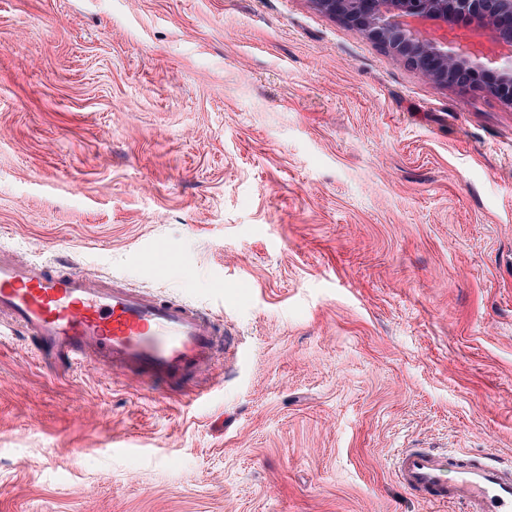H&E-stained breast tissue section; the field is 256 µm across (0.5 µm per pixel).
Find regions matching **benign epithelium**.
Instances as JSON below:
<instances>
[{"label":"benign epithelium","mask_w":512,"mask_h":512,"mask_svg":"<svg viewBox=\"0 0 512 512\" xmlns=\"http://www.w3.org/2000/svg\"><path fill=\"white\" fill-rule=\"evenodd\" d=\"M384 47L423 79L466 87L484 84L512 106V67H495L512 48V0H317Z\"/></svg>","instance_id":"obj_1"}]
</instances>
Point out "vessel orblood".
I'll return each instance as SVG.
<instances>
[{"label": "vessel or blood", "mask_w": 512, "mask_h": 512, "mask_svg": "<svg viewBox=\"0 0 512 512\" xmlns=\"http://www.w3.org/2000/svg\"><path fill=\"white\" fill-rule=\"evenodd\" d=\"M39 345L66 376L82 362L153 379L210 368L224 336L211 315L157 293L0 248V321ZM394 474L425 502L456 512H512V464L465 452L403 448Z\"/></svg>", "instance_id": "1"}]
</instances>
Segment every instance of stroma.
Returning <instances> with one entry per match:
<instances>
[{
  "instance_id": "obj_1",
  "label": "stroma",
  "mask_w": 512,
  "mask_h": 512,
  "mask_svg": "<svg viewBox=\"0 0 512 512\" xmlns=\"http://www.w3.org/2000/svg\"><path fill=\"white\" fill-rule=\"evenodd\" d=\"M0 245L235 339L161 393L0 325V512H450L395 449L512 462V106L313 0H0Z\"/></svg>"
}]
</instances>
